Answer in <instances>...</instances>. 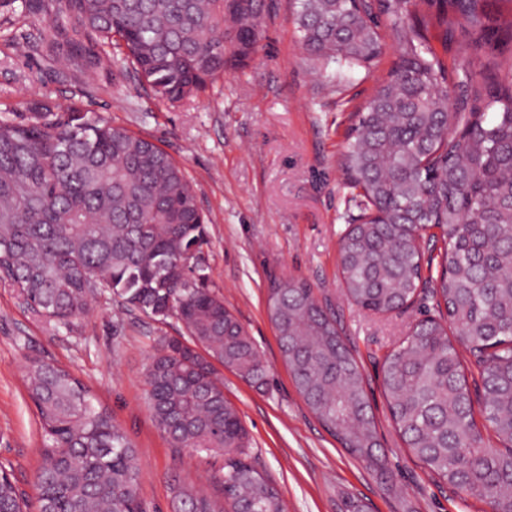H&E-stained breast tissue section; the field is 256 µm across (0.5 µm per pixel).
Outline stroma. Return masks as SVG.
Wrapping results in <instances>:
<instances>
[{"label":"stroma","instance_id":"1","mask_svg":"<svg viewBox=\"0 0 512 512\" xmlns=\"http://www.w3.org/2000/svg\"><path fill=\"white\" fill-rule=\"evenodd\" d=\"M24 0H0V117L28 107L76 101L112 126L165 149L184 169L206 220L202 262L208 288L222 296L269 366L255 388L225 368L224 397L238 410L256 467L276 486L288 512H343L346 497L365 512H489L478 499L432 477L405 447L381 386L386 356L425 317L437 314L423 291L403 310L371 315L343 293L339 242L349 191L339 168L350 124L347 107L317 79L296 43L292 0H262L260 36L250 62L178 106L144 89L132 73L85 60L71 50V26ZM59 44L47 53L42 36ZM306 280L336 319L357 359L376 416L385 472L349 454L315 418L284 364L267 312L271 280ZM176 315L157 319L99 295L73 326L35 315L0 283V466L28 500L43 439L25 384L28 359L63 366L88 386L136 445L145 512H176L173 484L210 483L223 460L174 452L152 419L144 372L163 336H180Z\"/></svg>","mask_w":512,"mask_h":512}]
</instances>
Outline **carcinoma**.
I'll use <instances>...</instances> for the list:
<instances>
[{
    "mask_svg": "<svg viewBox=\"0 0 512 512\" xmlns=\"http://www.w3.org/2000/svg\"><path fill=\"white\" fill-rule=\"evenodd\" d=\"M295 0L297 40L341 96L396 61L354 113L341 160L359 211L340 240L347 297L387 315L431 287L439 317L417 323L386 358L381 385L409 451L434 477L512 512V0ZM93 41L95 66L128 61L171 105L245 65L260 0H44ZM457 41L453 74L434 46ZM436 228L441 270L418 245ZM205 217L162 148L73 104L37 103L0 120V282L36 315L68 326L109 291L186 335L162 337L145 372L148 406L170 447L224 459L222 498L177 483L180 512H286L249 461L250 435L215 364L250 384L267 364L223 297L203 286ZM267 311L307 405L351 454L385 469L366 381L335 320L303 280L278 279ZM463 345L476 372H468ZM28 395L43 431L37 512H144L140 457L69 370L37 358ZM0 469V512H27Z\"/></svg>",
    "mask_w": 512,
    "mask_h": 512,
    "instance_id": "carcinoma-1",
    "label": "carcinoma"
}]
</instances>
